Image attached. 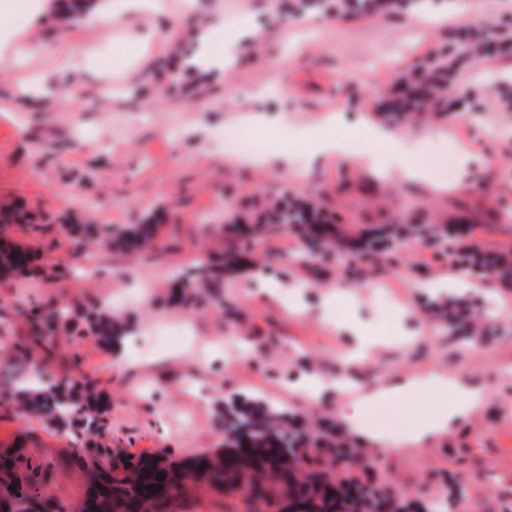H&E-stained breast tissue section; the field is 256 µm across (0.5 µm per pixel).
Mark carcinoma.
<instances>
[{"instance_id": "carcinoma-1", "label": "carcinoma", "mask_w": 512, "mask_h": 512, "mask_svg": "<svg viewBox=\"0 0 512 512\" xmlns=\"http://www.w3.org/2000/svg\"><path fill=\"white\" fill-rule=\"evenodd\" d=\"M431 0H341L336 11L376 15L401 5L422 9ZM499 45L496 28L483 26L460 51L477 55ZM448 64L430 58L415 73L403 78L391 96L387 112L404 115L406 110L425 112L435 105L448 104L441 88ZM306 205L272 210V222H252L254 239L280 230L299 239L300 261L310 264L316 252L307 246L314 227H324L321 250H333L355 260L369 256L381 260L410 239L431 237L459 243L467 260V271L512 287V244L493 258H486L479 244L457 235L454 224H384L377 228H346L336 216L321 218L324 209L316 205L305 214ZM0 224L24 225L31 235H49L54 225L32 217L17 207L0 208ZM210 232L225 241V249L210 253L175 277L170 300L194 312L224 306V283L236 279L246 266L242 250L248 242L241 238L239 220L210 224ZM158 225L129 224L112 230L96 224L73 227L83 247L106 240L108 247L126 253L144 252L157 235ZM0 274L30 287L35 278L32 253L12 241L0 242ZM17 318L25 328L11 344L10 360L0 362V407L19 414L45 417L54 428L75 434L81 448L68 458L29 454L16 446L0 448V512H68L69 506L46 493L55 473L73 465H83L84 501L90 512H193L202 492L213 496V512H290L296 502L308 499L313 512H411V505L394 497L369 473V465L353 447V442L334 428H296L300 417L283 406L252 398L237 402L217 401L216 422L224 433V450L190 457L174 463L150 454L117 453L101 440L111 429L107 410L94 394L98 380L82 376L72 380L54 377L51 364L57 348L75 340L79 304L48 302L31 305L25 294L17 297ZM83 313V312H81ZM92 335L108 348L129 336L126 319L99 302L83 313ZM452 334L476 336L473 318L450 319ZM164 474L159 481L156 475ZM171 489L168 495L147 491L149 486Z\"/></svg>"}]
</instances>
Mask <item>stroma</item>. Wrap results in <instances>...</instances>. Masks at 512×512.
Instances as JSON below:
<instances>
[{"instance_id": "obj_1", "label": "stroma", "mask_w": 512, "mask_h": 512, "mask_svg": "<svg viewBox=\"0 0 512 512\" xmlns=\"http://www.w3.org/2000/svg\"><path fill=\"white\" fill-rule=\"evenodd\" d=\"M32 2L13 0L0 24V42L17 34L34 47L24 65L0 68V203L115 227L166 211L153 254L96 250L86 263L93 277L47 280L30 291L38 301L88 304L122 294L132 281L143 288L122 307L134 333L115 350L88 337L62 351L78 363L73 376L106 387L112 448L212 452L223 440L214 402L232 395L339 422L346 394L329 385L312 400L297 386L340 371L355 323L389 338L356 376L381 383L435 369L493 393L442 438L393 456L375 446L379 428L353 432L380 482L428 504L447 496L451 475L472 512H512V374L502 370L512 361V308L495 283L469 278L448 293L491 323L477 340L449 335L425 289L455 279L449 244L407 247L383 264L328 255L309 268L293 259L297 241L276 235L247 254L265 263L262 289L253 291L249 275L225 289L234 316L191 315L163 301L173 274L210 245L203 220L219 202L226 215L245 216L251 202L287 191L325 197L342 224H473L490 248L512 243V110L504 106L512 57L492 51L467 59L448 97L466 91L471 104L403 124L417 145L410 162L427 180L386 177L307 149L336 112L337 136L364 144L368 127L383 123L378 109L397 75L429 52L457 55L461 28L498 22L512 41V0H446L359 20L303 11L290 27L281 23L283 0H101L99 15L79 22L32 13ZM212 26L222 40L240 39L236 58L194 45V32ZM491 74L498 89L486 95L480 87ZM237 125L263 143L260 162L225 155L218 134ZM437 147L468 157L446 182L436 174ZM443 402L424 389L392 403L398 427L388 440L402 443ZM18 442L57 456L79 445L38 417L0 408V445Z\"/></svg>"}]
</instances>
